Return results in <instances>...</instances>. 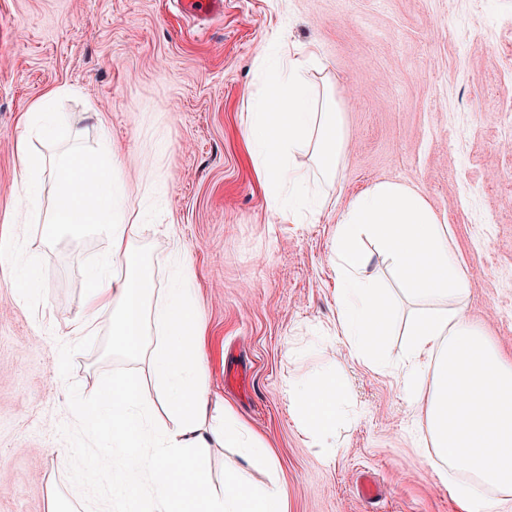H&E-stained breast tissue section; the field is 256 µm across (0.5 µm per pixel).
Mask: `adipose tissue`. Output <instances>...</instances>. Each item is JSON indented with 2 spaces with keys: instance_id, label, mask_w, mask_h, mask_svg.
I'll return each instance as SVG.
<instances>
[{
  "instance_id": "1",
  "label": "adipose tissue",
  "mask_w": 512,
  "mask_h": 512,
  "mask_svg": "<svg viewBox=\"0 0 512 512\" xmlns=\"http://www.w3.org/2000/svg\"><path fill=\"white\" fill-rule=\"evenodd\" d=\"M269 44L272 51L260 63L263 86L246 116L247 150L272 208L300 224L320 213V186L337 181L349 134L331 84L318 87L310 79L316 52L296 50L276 32ZM55 98L48 93L25 114L16 143L23 205L12 221L105 233L109 250L87 275L84 314L69 322L67 335L80 340L110 316L113 351L146 361L168 416L157 420L140 375L113 378L70 412L98 441L104 460L77 468L76 476L100 488L103 512H287L284 489L257 486L244 469L253 461L272 464L267 448L203 383L206 335L190 255L172 243L178 262L161 290L132 246L142 213L117 181L111 141H104L100 161L73 151L48 166L32 153L33 140L66 136L52 110ZM300 154L312 157L314 171L296 166ZM47 181L52 203L46 213L37 191ZM449 233L407 184L379 182L355 196L336 234L333 261L343 286L335 336L371 369L385 367L381 340L396 326L389 295L374 274L373 260L381 258L411 305L399 383L440 479L465 512H512V361L466 313L473 281ZM365 238L375 252L361 248ZM118 259L125 266L120 274L112 268ZM0 263L9 266L0 287L17 302L37 301V262L19 234L0 235ZM346 389L340 375L324 372L296 379L288 401L318 436L343 422ZM216 446L238 449L243 460L226 469L220 490L208 464Z\"/></svg>"
}]
</instances>
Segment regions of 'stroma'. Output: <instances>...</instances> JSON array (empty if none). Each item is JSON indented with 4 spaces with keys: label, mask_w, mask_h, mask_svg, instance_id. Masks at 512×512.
<instances>
[{
    "label": "stroma",
    "mask_w": 512,
    "mask_h": 512,
    "mask_svg": "<svg viewBox=\"0 0 512 512\" xmlns=\"http://www.w3.org/2000/svg\"><path fill=\"white\" fill-rule=\"evenodd\" d=\"M278 29L315 47L312 77L333 85L350 133L328 207L302 224L270 209L245 149L244 101ZM62 87L56 109L77 146L92 156L112 140L132 202L162 189L133 246L161 288L171 239L191 254L204 382L274 457L253 480L283 481L288 512H461L394 374L334 341L331 257L354 196L383 180L413 186L451 228L474 284L469 317L512 359V130L500 119L512 110V0H224L204 21L170 0H0V230L19 207L20 115ZM26 245L43 299L24 305L0 288V512H99L70 468L76 455L92 461L96 442L69 410L136 365L112 353L109 320L75 344L66 333L108 241L32 224ZM377 273L400 329L384 341L394 364L410 306L385 264ZM330 369L356 415L326 449L302 430L288 387Z\"/></svg>",
    "instance_id": "1"
}]
</instances>
